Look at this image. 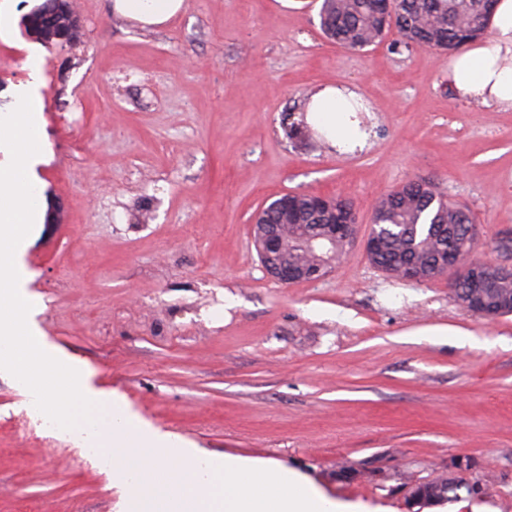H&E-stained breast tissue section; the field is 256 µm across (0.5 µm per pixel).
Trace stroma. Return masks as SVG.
I'll return each mask as SVG.
<instances>
[{"label": "stroma", "mask_w": 512, "mask_h": 512, "mask_svg": "<svg viewBox=\"0 0 512 512\" xmlns=\"http://www.w3.org/2000/svg\"><path fill=\"white\" fill-rule=\"evenodd\" d=\"M310 0H184L140 27L112 0H71L84 28L45 45L9 0L0 112L41 56V152L28 176L57 221L20 261L46 341L151 431L193 453L273 462L359 512H504L512 503V315L483 318L449 278L416 283L355 246L318 281L262 270L256 211L290 192L341 196L359 237L375 204L430 178L468 206L474 259L512 265V112L448 86V54L396 32L351 51ZM326 83L375 109L362 150L280 123ZM476 496L413 503L456 461ZM128 490L82 442L35 416L0 375V512H124Z\"/></svg>", "instance_id": "obj_1"}]
</instances>
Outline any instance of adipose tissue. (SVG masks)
<instances>
[{
    "label": "adipose tissue",
    "instance_id": "ef3b65f1",
    "mask_svg": "<svg viewBox=\"0 0 512 512\" xmlns=\"http://www.w3.org/2000/svg\"><path fill=\"white\" fill-rule=\"evenodd\" d=\"M184 0H112L115 14L143 26L166 23ZM489 35L470 44L448 63V82L462 99L486 110H512V0H496ZM358 94L346 86L325 85L311 94L304 120L329 145L355 148L367 134L354 118Z\"/></svg>",
    "mask_w": 512,
    "mask_h": 512
}]
</instances>
